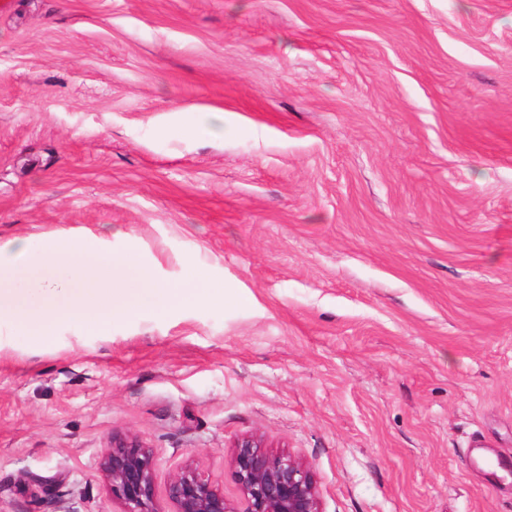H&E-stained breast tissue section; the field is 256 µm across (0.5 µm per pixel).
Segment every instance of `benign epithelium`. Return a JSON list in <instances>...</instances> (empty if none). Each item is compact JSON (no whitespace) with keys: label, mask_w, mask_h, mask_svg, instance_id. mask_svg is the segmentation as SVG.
<instances>
[{"label":"benign epithelium","mask_w":512,"mask_h":512,"mask_svg":"<svg viewBox=\"0 0 512 512\" xmlns=\"http://www.w3.org/2000/svg\"><path fill=\"white\" fill-rule=\"evenodd\" d=\"M233 468L239 494L229 499L201 469L181 467L165 489L172 512H324L311 469L289 453L244 440L233 453ZM101 471L119 512H165L155 495L151 449L133 440L114 441Z\"/></svg>","instance_id":"7a95c632"}]
</instances>
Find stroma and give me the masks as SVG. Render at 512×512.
I'll list each match as a JSON object with an SVG mask.
<instances>
[{
	"label": "stroma",
	"instance_id": "stroma-1",
	"mask_svg": "<svg viewBox=\"0 0 512 512\" xmlns=\"http://www.w3.org/2000/svg\"><path fill=\"white\" fill-rule=\"evenodd\" d=\"M77 227L224 296L0 327V512H117L119 438L512 512V0H0V246Z\"/></svg>",
	"mask_w": 512,
	"mask_h": 512
}]
</instances>
